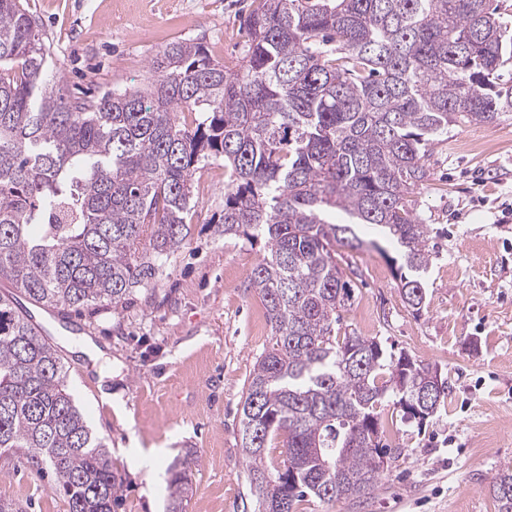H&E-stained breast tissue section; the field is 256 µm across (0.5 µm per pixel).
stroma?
I'll list each match as a JSON object with an SVG mask.
<instances>
[{"label": "stroma", "instance_id": "35a3bbf8", "mask_svg": "<svg viewBox=\"0 0 512 512\" xmlns=\"http://www.w3.org/2000/svg\"><path fill=\"white\" fill-rule=\"evenodd\" d=\"M58 62L63 92L96 98L142 88L149 60L176 39L203 43L219 62H240L245 16L258 0H27ZM432 178L411 196L428 228L426 301L413 311L399 291L397 250L343 249L352 298L337 334L377 338L384 350L438 368L450 391L424 422L379 414L390 460L366 497L301 502L297 512H497L493 476L512 469V118L453 128L428 159ZM224 163L196 172L191 233L154 288L119 308L58 314L27 310L60 350L67 385L123 479L119 512H167L170 474L193 452L184 512H240L247 467L239 402L271 327L248 278L264 242L226 237ZM159 450L158 469L141 452ZM0 498L20 512H67L52 473L0 452Z\"/></svg>", "mask_w": 512, "mask_h": 512}]
</instances>
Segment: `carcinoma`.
Returning <instances> with one entry per match:
<instances>
[{"mask_svg":"<svg viewBox=\"0 0 512 512\" xmlns=\"http://www.w3.org/2000/svg\"><path fill=\"white\" fill-rule=\"evenodd\" d=\"M246 28L237 68L175 40L146 88L73 100L34 16L0 0V280L46 308L123 305L184 243L199 165L224 160V235L265 240L249 283L272 330L240 401L242 512H296L373 488L385 397L421 423L448 396L419 400L423 362L336 335L349 301L336 254L364 245L355 224L387 230L402 298L421 310L430 253L410 197L448 129L512 116V20L494 0H260ZM17 303L0 295V449L50 470L69 512H114L112 455ZM193 463L174 460L168 512H183ZM492 492L512 512V469Z\"/></svg>","mask_w":512,"mask_h":512,"instance_id":"1","label":"carcinoma"}]
</instances>
